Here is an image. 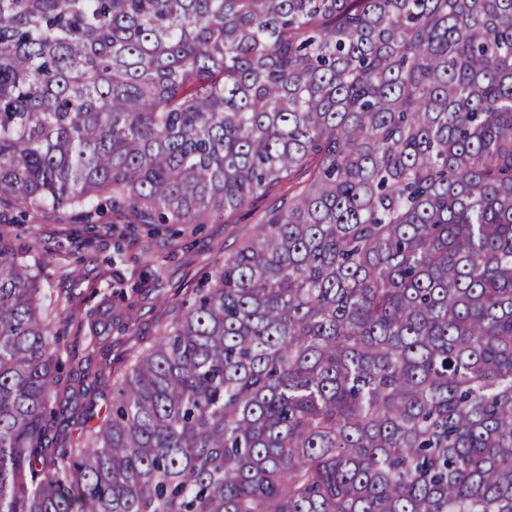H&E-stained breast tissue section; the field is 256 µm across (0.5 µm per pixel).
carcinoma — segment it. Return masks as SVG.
I'll use <instances>...</instances> for the list:
<instances>
[{
	"mask_svg": "<svg viewBox=\"0 0 512 512\" xmlns=\"http://www.w3.org/2000/svg\"><path fill=\"white\" fill-rule=\"evenodd\" d=\"M293 181L95 425L0 232V512H512V0H0V202Z\"/></svg>",
	"mask_w": 512,
	"mask_h": 512,
	"instance_id": "1",
	"label": "carcinoma"
}]
</instances>
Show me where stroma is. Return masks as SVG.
Returning a JSON list of instances; mask_svg holds the SVG:
<instances>
[{
  "mask_svg": "<svg viewBox=\"0 0 512 512\" xmlns=\"http://www.w3.org/2000/svg\"><path fill=\"white\" fill-rule=\"evenodd\" d=\"M260 201L206 224H138L126 210L103 215L93 224L63 212H31L18 223L15 208L0 205V231L15 248L30 253L42 288L59 297L58 327L76 360L89 361L101 378L95 399L112 398V381L127 369L174 313L176 302L224 260L251 231L266 209ZM130 291L137 304L128 317L119 298ZM96 307L100 338L88 327L67 323L70 314Z\"/></svg>",
  "mask_w": 512,
  "mask_h": 512,
  "instance_id": "1",
  "label": "stroma"
}]
</instances>
